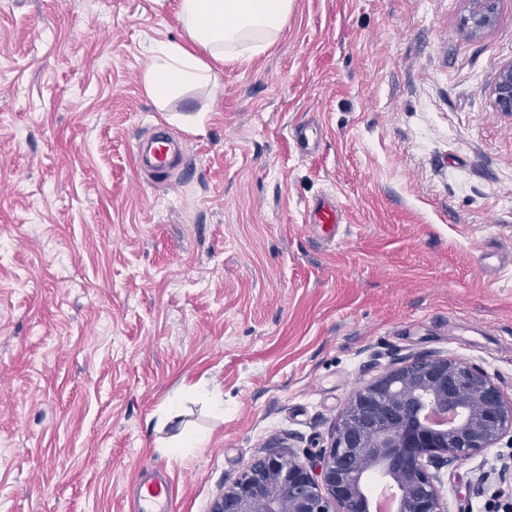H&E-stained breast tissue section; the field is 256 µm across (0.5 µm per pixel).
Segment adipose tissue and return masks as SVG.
Here are the masks:
<instances>
[{"label":"adipose tissue","mask_w":512,"mask_h":512,"mask_svg":"<svg viewBox=\"0 0 512 512\" xmlns=\"http://www.w3.org/2000/svg\"><path fill=\"white\" fill-rule=\"evenodd\" d=\"M291 7L292 0H178L185 39L157 45L144 76L147 94L166 106L184 89L215 81L199 47L209 58L248 62L281 35Z\"/></svg>","instance_id":"adipose-tissue-1"}]
</instances>
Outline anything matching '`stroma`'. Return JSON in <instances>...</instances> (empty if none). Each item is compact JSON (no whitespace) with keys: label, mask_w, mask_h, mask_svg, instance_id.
I'll list each match as a JSON object with an SVG mask.
<instances>
[{"label":"stroma","mask_w":512,"mask_h":512,"mask_svg":"<svg viewBox=\"0 0 512 512\" xmlns=\"http://www.w3.org/2000/svg\"><path fill=\"white\" fill-rule=\"evenodd\" d=\"M176 4L0 0V512H131L155 471L211 512L268 449L315 460L411 354L512 398V116L490 95L512 0L478 35L469 0H293L264 52L164 111L143 78ZM159 130L184 146L167 179L133 150ZM322 193L333 244L304 226ZM183 423L208 440L171 453ZM436 476L448 512H481L512 447Z\"/></svg>","instance_id":"1"}]
</instances>
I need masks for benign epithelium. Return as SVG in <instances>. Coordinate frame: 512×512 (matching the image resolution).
Returning <instances> with one entry per match:
<instances>
[{
  "instance_id": "1",
  "label": "benign epithelium",
  "mask_w": 512,
  "mask_h": 512,
  "mask_svg": "<svg viewBox=\"0 0 512 512\" xmlns=\"http://www.w3.org/2000/svg\"><path fill=\"white\" fill-rule=\"evenodd\" d=\"M496 14L497 0H471L463 27L480 34ZM491 94L497 110L512 115V61ZM509 433L512 398L482 368L411 355L349 398L314 462L273 448L224 487L212 512H371L372 472L396 491L394 512H447L431 468L462 463Z\"/></svg>"
}]
</instances>
